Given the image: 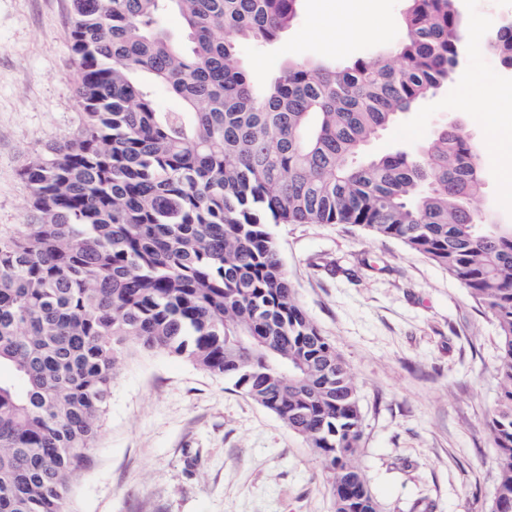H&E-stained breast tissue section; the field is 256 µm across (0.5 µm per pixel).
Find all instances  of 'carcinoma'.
Returning <instances> with one entry per match:
<instances>
[{
  "label": "carcinoma",
  "instance_id": "1",
  "mask_svg": "<svg viewBox=\"0 0 512 512\" xmlns=\"http://www.w3.org/2000/svg\"><path fill=\"white\" fill-rule=\"evenodd\" d=\"M300 0H70L82 124L22 171L34 219L0 235V512H71L125 348L185 357L279 417L334 512H378L358 465L353 373L306 315L270 224H350L448 271L494 320V499L512 500V225L477 207L465 131L368 152L451 81L458 0H407L392 56L290 63L259 91L239 44L269 45ZM178 14L184 48L158 28ZM487 51L512 61V25ZM163 86L180 109L155 106Z\"/></svg>",
  "mask_w": 512,
  "mask_h": 512
}]
</instances>
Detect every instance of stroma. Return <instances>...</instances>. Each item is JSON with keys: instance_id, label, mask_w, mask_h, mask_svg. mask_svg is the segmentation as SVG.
Here are the masks:
<instances>
[{"instance_id": "stroma-1", "label": "stroma", "mask_w": 512, "mask_h": 512, "mask_svg": "<svg viewBox=\"0 0 512 512\" xmlns=\"http://www.w3.org/2000/svg\"><path fill=\"white\" fill-rule=\"evenodd\" d=\"M337 0H301L269 46L241 60L256 87L291 62L324 61L319 39ZM404 0H370L388 25L336 58L339 66L388 54L403 34ZM69 0H0V230L31 218L22 168L81 124L68 48ZM455 78L375 140L376 154L419 153L450 121L476 145L474 113L448 106L459 93L482 105L487 86L512 84L465 38ZM485 76L483 88L472 74ZM496 164L482 163V213L512 225V195ZM269 231L296 298L349 364L364 437L359 466L381 512H489L496 450L485 429L497 387L492 317L446 270L392 239L342 224H273ZM72 512H332L313 448L231 381L185 358L138 345L124 351L101 434L69 490Z\"/></svg>"}]
</instances>
